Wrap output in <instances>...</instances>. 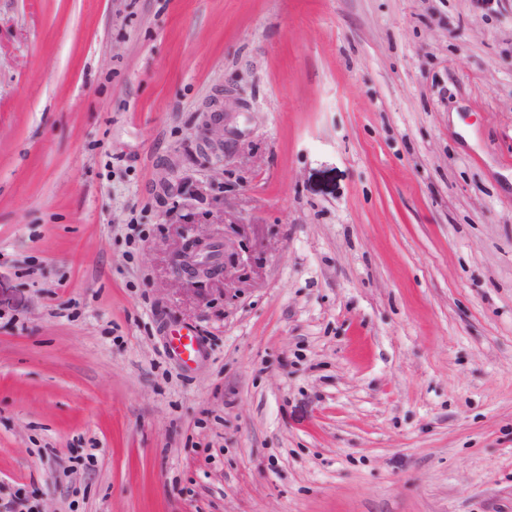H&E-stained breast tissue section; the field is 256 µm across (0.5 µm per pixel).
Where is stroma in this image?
<instances>
[{"label": "stroma", "mask_w": 512, "mask_h": 512, "mask_svg": "<svg viewBox=\"0 0 512 512\" xmlns=\"http://www.w3.org/2000/svg\"><path fill=\"white\" fill-rule=\"evenodd\" d=\"M7 502L512 512V0H0ZM221 131L222 135H216ZM198 139L212 162L224 164V125H221L215 115L210 117L209 120L204 119L198 130ZM208 248L206 238H194L183 251L175 271L179 276H188L191 278L211 279L222 277L224 284L226 275L224 267L219 269L210 266L202 258V251ZM171 350L183 360H193L199 354V336L189 329L185 333L177 331L176 335L172 336Z\"/></svg>", "instance_id": "35a3bbf8"}]
</instances>
